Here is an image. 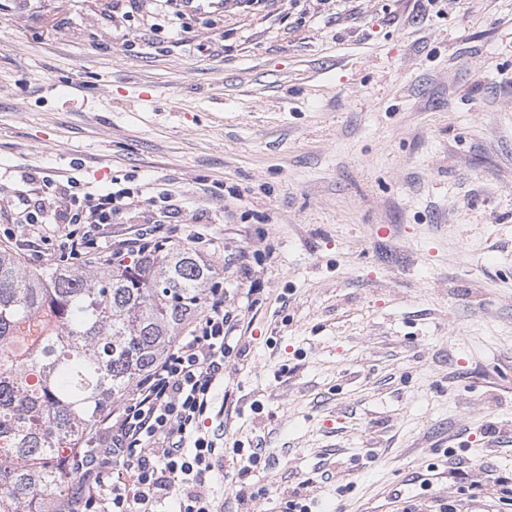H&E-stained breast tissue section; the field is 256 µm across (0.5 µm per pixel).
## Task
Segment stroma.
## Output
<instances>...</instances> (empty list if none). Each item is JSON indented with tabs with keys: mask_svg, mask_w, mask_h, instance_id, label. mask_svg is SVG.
Segmentation results:
<instances>
[{
	"mask_svg": "<svg viewBox=\"0 0 512 512\" xmlns=\"http://www.w3.org/2000/svg\"><path fill=\"white\" fill-rule=\"evenodd\" d=\"M25 172L209 239L219 512H512V0H0V245L82 265L17 240Z\"/></svg>",
	"mask_w": 512,
	"mask_h": 512,
	"instance_id": "1",
	"label": "stroma"
}]
</instances>
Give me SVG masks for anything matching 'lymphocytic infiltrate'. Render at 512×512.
I'll use <instances>...</instances> for the list:
<instances>
[{
	"label": "lymphocytic infiltrate",
	"mask_w": 512,
	"mask_h": 512,
	"mask_svg": "<svg viewBox=\"0 0 512 512\" xmlns=\"http://www.w3.org/2000/svg\"><path fill=\"white\" fill-rule=\"evenodd\" d=\"M34 194H22L20 227L79 224L84 232L72 248H94L104 226L115 223L129 188L98 192L58 191L53 180L23 176ZM223 288L212 289L186 336L112 406L78 454V473L55 512H217L203 488L219 462L216 432L207 420L224 385V360L240 350Z\"/></svg>",
	"instance_id": "obj_1"
}]
</instances>
